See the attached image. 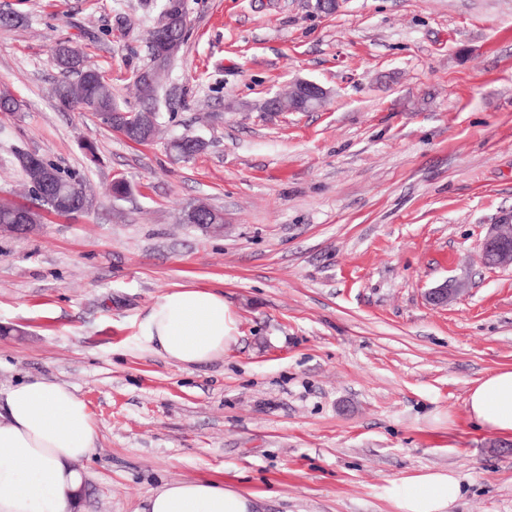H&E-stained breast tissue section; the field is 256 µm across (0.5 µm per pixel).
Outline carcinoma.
Segmentation results:
<instances>
[{"label":"carcinoma","mask_w":512,"mask_h":512,"mask_svg":"<svg viewBox=\"0 0 512 512\" xmlns=\"http://www.w3.org/2000/svg\"><path fill=\"white\" fill-rule=\"evenodd\" d=\"M175 40L183 44L185 39L184 26L174 25L165 34L150 30L147 36V48L150 54L158 60L161 74H166L176 54L168 53L163 48V39ZM55 65L64 73L71 72V68L81 67V77L75 83L66 80L62 81L55 90L59 103L67 108L78 107L85 112H91L96 116H103L112 119L114 112H129L131 108L121 106L113 97L111 88L104 82L100 72L92 65L86 63L84 53L77 47L70 44H61L55 52ZM161 81L153 83L137 80L135 86L138 92L140 107L139 112L155 111L156 100ZM23 110V103L11 92L0 91V112H20ZM169 150L177 158L189 159L199 153V148L192 144V140L186 137H178L168 144ZM54 194L57 197L82 196L92 199L86 189L85 181L77 175H67L57 172V179L54 183ZM41 204V197L36 195V190L31 193L25 201H0V224L13 223L15 212L22 208L35 207ZM197 209L199 224H222L224 215L202 202H190L181 208V214L187 215L192 209Z\"/></svg>","instance_id":"carcinoma-1"}]
</instances>
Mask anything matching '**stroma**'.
<instances>
[{
  "label": "stroma",
  "mask_w": 512,
  "mask_h": 512,
  "mask_svg": "<svg viewBox=\"0 0 512 512\" xmlns=\"http://www.w3.org/2000/svg\"><path fill=\"white\" fill-rule=\"evenodd\" d=\"M159 4L0 0L18 19L0 28V84L24 102L0 113V199L24 190L19 149L94 194L0 235V393L45 377L86 401L84 512H136L193 479L260 493L267 512H396L389 483L436 471L462 486L449 512H512V447L466 409L512 367V267L479 258L512 210V0H188L161 137L60 107L61 42L137 106ZM298 80L327 90L322 109L260 111ZM181 135L205 149L174 160ZM194 199L223 233L180 223ZM446 281L465 293L428 304ZM189 284L239 318L223 356L194 366L139 335ZM196 205L199 217L194 224H197V226L198 224H201L204 226V228H206V232L214 230V226L224 224V215L220 211L215 210L209 205L198 201L187 203L184 207L181 208L180 215L182 214V217L186 216L190 210L195 209Z\"/></svg>",
  "instance_id": "1"
}]
</instances>
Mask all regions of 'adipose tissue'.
Listing matches in <instances>:
<instances>
[{"instance_id": "obj_1", "label": "adipose tissue", "mask_w": 512, "mask_h": 512, "mask_svg": "<svg viewBox=\"0 0 512 512\" xmlns=\"http://www.w3.org/2000/svg\"><path fill=\"white\" fill-rule=\"evenodd\" d=\"M147 350L183 365L223 354L238 319L222 293L179 286L164 294L139 325ZM467 412L480 427L512 438V367L473 385ZM87 404L69 387L34 379L10 388L0 415V512H76L83 484L79 466L95 450ZM458 479L445 472L391 482L397 512H447L459 498ZM259 495L212 480L176 481L145 497L138 512H262Z\"/></svg>"}]
</instances>
